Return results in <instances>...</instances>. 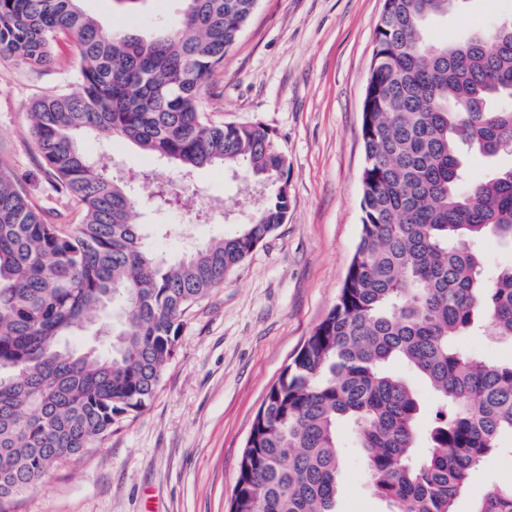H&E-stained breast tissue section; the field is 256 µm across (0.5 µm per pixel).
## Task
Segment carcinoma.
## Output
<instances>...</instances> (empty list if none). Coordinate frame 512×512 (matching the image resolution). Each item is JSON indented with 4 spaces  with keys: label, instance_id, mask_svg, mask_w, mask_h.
I'll list each match as a JSON object with an SVG mask.
<instances>
[{
    "label": "carcinoma",
    "instance_id": "carcinoma-1",
    "mask_svg": "<svg viewBox=\"0 0 512 512\" xmlns=\"http://www.w3.org/2000/svg\"><path fill=\"white\" fill-rule=\"evenodd\" d=\"M82 0H0V63L42 68L71 42L75 88L32 101L44 171L81 222L58 224L0 162V503L41 487L141 412L188 310L288 221V163L258 123L204 107L258 0H182L177 24L103 35ZM448 0H384L362 105V227L336 304L255 415L229 512H336L349 429L386 512H455L490 455L512 460V361L460 346L490 323L512 343V265L493 279L471 243L512 246V164L467 188L462 147L512 154V31L432 42ZM129 140L185 174L221 163L269 189L252 219L174 262L137 224L139 202L82 148ZM404 366L432 392L420 424ZM474 512H512V485Z\"/></svg>",
    "mask_w": 512,
    "mask_h": 512
}]
</instances>
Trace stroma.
<instances>
[{"label":"stroma","mask_w":512,"mask_h":512,"mask_svg":"<svg viewBox=\"0 0 512 512\" xmlns=\"http://www.w3.org/2000/svg\"><path fill=\"white\" fill-rule=\"evenodd\" d=\"M104 32L149 35L174 23L181 0H83ZM384 0H258L239 40L211 76L213 120L259 123L288 160L291 210L281 225L189 312L175 355L150 404L103 445L56 466L8 512H228L254 417L284 366L335 305L361 232L362 104ZM512 19V0H455L428 24L456 40ZM72 86L67 68L0 64V160L55 222L81 211L56 195L30 136L36 96ZM85 151L141 202V223L164 224L155 251L171 260L236 232L265 186L208 165L182 176L165 159L121 139L89 138ZM512 484V461L486 457L456 512H473L494 485ZM337 512H383L365 479L361 449L344 440Z\"/></svg>","instance_id":"obj_1"}]
</instances>
